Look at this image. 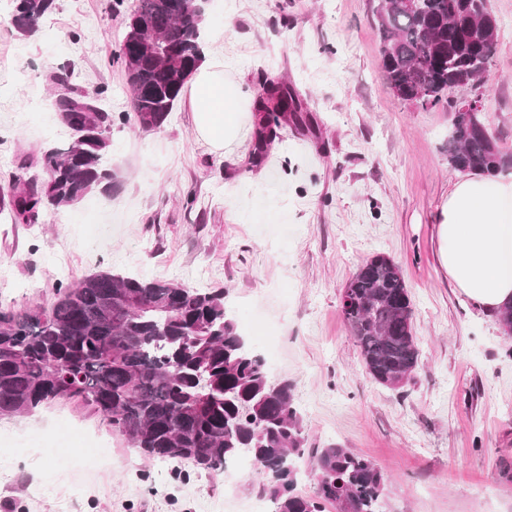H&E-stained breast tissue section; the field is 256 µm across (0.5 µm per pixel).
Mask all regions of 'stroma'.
Here are the masks:
<instances>
[{"instance_id": "35a3bbf8", "label": "stroma", "mask_w": 512, "mask_h": 512, "mask_svg": "<svg viewBox=\"0 0 512 512\" xmlns=\"http://www.w3.org/2000/svg\"><path fill=\"white\" fill-rule=\"evenodd\" d=\"M136 0H55L36 33L0 0V189L42 175L70 131L54 75L101 91L117 179L48 211L0 218V309L51 307L57 288L99 270L220 288L243 336L272 345V380H292L305 447L337 445L385 472L387 512H512V336L462 296L438 257L450 91L421 109L390 89L371 0H210L206 62L246 107L242 138L216 151L196 134L188 97L142 130L119 58ZM497 51L483 88L490 131L512 148V0H487ZM288 86L310 125L257 146L256 99ZM390 256L410 291L419 365L400 389L366 373L341 314L343 289ZM257 474L213 475L139 456L101 416L59 400L0 417V503L10 512H246Z\"/></svg>"}]
</instances>
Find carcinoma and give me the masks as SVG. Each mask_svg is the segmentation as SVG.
Masks as SVG:
<instances>
[{
	"instance_id": "obj_1",
	"label": "carcinoma",
	"mask_w": 512,
	"mask_h": 512,
	"mask_svg": "<svg viewBox=\"0 0 512 512\" xmlns=\"http://www.w3.org/2000/svg\"><path fill=\"white\" fill-rule=\"evenodd\" d=\"M54 0H14L15 27L30 34ZM485 0H377L374 20L382 66L394 95L410 105L430 92L439 103L450 86L484 83L496 35L484 37ZM119 57L131 108L143 129L168 119L204 59L203 19L189 0H138ZM70 141L42 155L50 176L39 188L50 210L93 188L108 192L115 174L109 130L80 125L101 112V93H65L53 101ZM257 139L303 121L294 95L271 87L259 100ZM448 167L493 174L512 169V150L491 133L485 114L452 121ZM26 189L0 198V214L21 212L35 224ZM340 313L378 384L397 389L419 363L413 310L399 266L378 254L342 293ZM59 399L99 414L144 457L188 460L222 474L246 454L264 477L274 512H386L385 475L348 448L303 447L294 384L269 378L264 359L239 333L224 291L185 288L126 273L99 271L60 285L50 308L0 311V417L29 414ZM317 477L311 495L297 491L301 464Z\"/></svg>"
}]
</instances>
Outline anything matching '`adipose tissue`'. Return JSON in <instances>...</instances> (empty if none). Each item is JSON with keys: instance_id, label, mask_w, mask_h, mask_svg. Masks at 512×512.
Segmentation results:
<instances>
[{"instance_id": "ef3b65f1", "label": "adipose tissue", "mask_w": 512, "mask_h": 512, "mask_svg": "<svg viewBox=\"0 0 512 512\" xmlns=\"http://www.w3.org/2000/svg\"><path fill=\"white\" fill-rule=\"evenodd\" d=\"M193 123L212 149L233 144L244 124L238 87L219 66H202L188 83ZM439 256L458 291L478 309L512 301V173L461 178L444 203Z\"/></svg>"}]
</instances>
